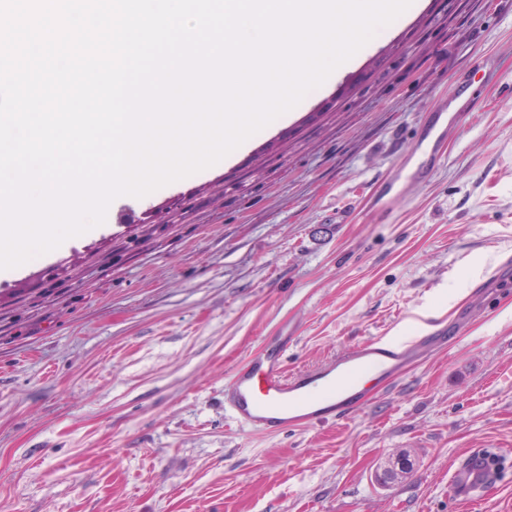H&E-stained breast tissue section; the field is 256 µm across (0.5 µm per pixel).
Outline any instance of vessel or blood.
I'll list each match as a JSON object with an SVG mask.
<instances>
[{
  "instance_id": "vessel-or-blood-1",
  "label": "vessel or blood",
  "mask_w": 512,
  "mask_h": 512,
  "mask_svg": "<svg viewBox=\"0 0 512 512\" xmlns=\"http://www.w3.org/2000/svg\"><path fill=\"white\" fill-rule=\"evenodd\" d=\"M447 343L448 329L440 322L411 345L375 338L290 374L284 367L287 337L269 338L233 369L224 386V408L239 426L267 434L339 419L359 411L375 383L400 379L422 353ZM452 478L459 496L474 502L495 483L496 470L478 450Z\"/></svg>"
}]
</instances>
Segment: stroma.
Returning <instances> with one entry per match:
<instances>
[{
	"label": "stroma",
	"instance_id": "1",
	"mask_svg": "<svg viewBox=\"0 0 512 512\" xmlns=\"http://www.w3.org/2000/svg\"><path fill=\"white\" fill-rule=\"evenodd\" d=\"M512 0H413L249 149L0 274V512H512ZM457 322L342 420L276 434L224 384ZM506 460L481 501L450 476ZM404 452L388 486L375 471Z\"/></svg>",
	"mask_w": 512,
	"mask_h": 512
}]
</instances>
